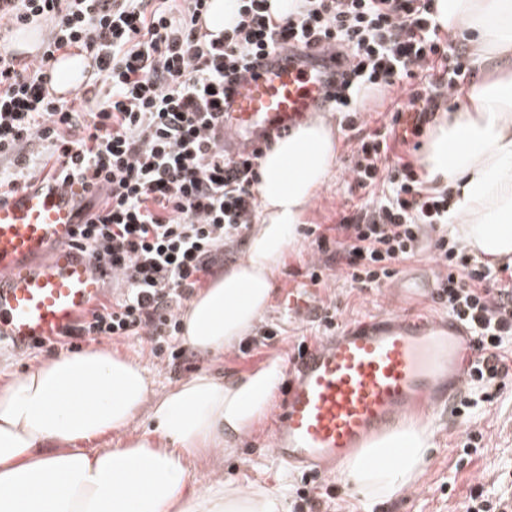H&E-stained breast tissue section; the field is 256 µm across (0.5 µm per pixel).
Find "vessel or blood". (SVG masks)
Returning a JSON list of instances; mask_svg holds the SVG:
<instances>
[{
  "label": "vessel or blood",
  "mask_w": 512,
  "mask_h": 512,
  "mask_svg": "<svg viewBox=\"0 0 512 512\" xmlns=\"http://www.w3.org/2000/svg\"><path fill=\"white\" fill-rule=\"evenodd\" d=\"M338 69L329 52L266 56L235 83L224 131L238 152L266 133L324 111ZM77 191L32 187L0 201V335L16 345L72 328L105 289V278L74 244ZM316 288L282 289L277 316L315 319ZM475 358L466 328L446 317L378 313L307 346L290 365L272 422V452L284 465L323 473L343 463L407 412L433 413L461 396Z\"/></svg>",
  "instance_id": "obj_1"
}]
</instances>
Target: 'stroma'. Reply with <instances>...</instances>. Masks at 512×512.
<instances>
[{
  "label": "stroma",
  "instance_id": "1",
  "mask_svg": "<svg viewBox=\"0 0 512 512\" xmlns=\"http://www.w3.org/2000/svg\"><path fill=\"white\" fill-rule=\"evenodd\" d=\"M337 163L326 183L312 198L302 224L336 223L341 211L359 203V196L349 194L344 181V166L350 152L345 132L337 134ZM434 275L428 258L405 264L400 273L382 287L359 290L344 279L319 286L322 306L333 314L336 325H344L382 310L410 311L421 316L437 315L430 295L411 291V284ZM316 323L299 322L271 340L269 346L245 355L238 347L225 349L219 356L190 351L180 368L151 355L147 342L137 337L108 341L109 349L141 364L148 372L155 392L162 393L200 370L230 381L255 372L269 360L288 362L299 342L314 343ZM270 418L262 416L246 432L234 437L223 449L198 458L193 464V478L200 485L220 478L243 484H257L278 490L286 507H293L298 490L304 486L302 473L289 470L273 456L270 449ZM474 428L485 436L480 454L461 462L460 441L465 429L461 419L451 411L436 415L433 446L425 457L423 471L409 489L367 505L345 483L341 474L325 476L332 495L329 512H464V501L471 487L482 485L496 491L501 478L512 475V383L493 403L483 404L475 413Z\"/></svg>",
  "mask_w": 512,
  "mask_h": 512
}]
</instances>
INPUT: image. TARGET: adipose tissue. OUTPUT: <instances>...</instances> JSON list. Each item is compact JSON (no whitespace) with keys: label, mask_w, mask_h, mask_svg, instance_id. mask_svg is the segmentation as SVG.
<instances>
[{"label":"adipose tissue","mask_w":512,"mask_h":512,"mask_svg":"<svg viewBox=\"0 0 512 512\" xmlns=\"http://www.w3.org/2000/svg\"><path fill=\"white\" fill-rule=\"evenodd\" d=\"M434 9L442 30L470 33L491 69L467 105L437 118L419 164L451 192V232L476 254L512 259V0H434ZM337 148L317 116L266 151L246 258L190 302L185 345L219 353L252 331ZM281 378L272 360L230 382L201 370L158 395L146 369L118 352L59 353L0 385V512H284L281 493L229 479L200 488L191 471L269 410ZM143 411L147 426L130 432ZM111 435L112 447L92 448ZM429 446L424 428L401 424L347 460L343 477L366 501L389 497L417 480ZM395 449L396 463L384 465Z\"/></svg>","instance_id":"adipose-tissue-1"}]
</instances>
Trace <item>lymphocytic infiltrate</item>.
<instances>
[{"mask_svg": "<svg viewBox=\"0 0 512 512\" xmlns=\"http://www.w3.org/2000/svg\"><path fill=\"white\" fill-rule=\"evenodd\" d=\"M208 0H0V200L44 184L78 186L76 245L112 293L56 344L146 337L153 356L184 361L181 311L204 277L240 245L258 216L260 155L224 146L226 83L273 52L335 50L347 66L329 97L350 134L344 172L363 201L336 224H311L313 284L329 266L354 288H378L429 255L432 300L476 339L466 395L470 421L512 381V265H494L448 231V191L412 160L424 127L457 98L470 62L442 35L433 0H299L272 16L268 0H240L237 19L204 29ZM48 20L38 62L16 61L1 41ZM86 52L103 93L53 99L44 69L57 54ZM397 88L381 126L364 132L359 100Z\"/></svg>", "mask_w": 512, "mask_h": 512, "instance_id": "1", "label": "lymphocytic infiltrate"}]
</instances>
